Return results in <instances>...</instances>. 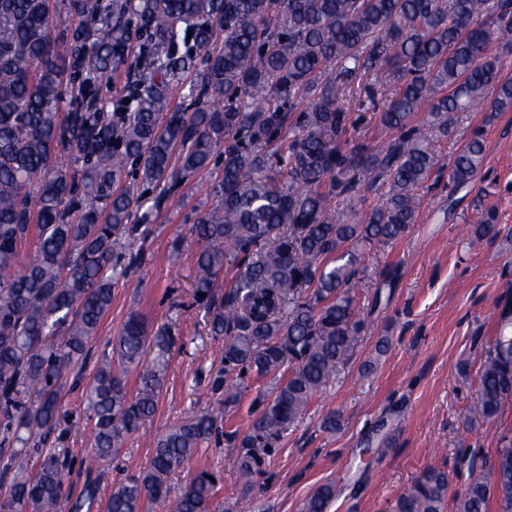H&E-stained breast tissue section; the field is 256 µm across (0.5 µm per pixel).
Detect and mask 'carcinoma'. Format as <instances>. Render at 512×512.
<instances>
[{"label": "carcinoma", "instance_id": "1", "mask_svg": "<svg viewBox=\"0 0 512 512\" xmlns=\"http://www.w3.org/2000/svg\"><path fill=\"white\" fill-rule=\"evenodd\" d=\"M65 13L71 24L57 31ZM140 22L133 33L128 19ZM142 40L129 64L128 95L109 112L91 94ZM496 45L512 52V0H0V474L9 477L0 512H91L99 499L95 464L118 456L155 412L174 337H154L137 318L99 359L86 391L92 448L78 492L66 487L74 456L56 434L62 392L82 371L91 339L127 276L126 246L148 212L207 168L224 148L211 211L198 214L173 251H195L203 276L194 296L223 341L211 390L238 399L247 378L279 377L273 395L238 441L241 485L264 473L283 433L350 360L367 327L357 302L364 251L405 238L448 137L449 115L490 101L512 110V79L500 75ZM205 51L190 113L170 111L182 78ZM396 64L394 81L365 88L392 96L380 113L392 131L372 146L347 138L350 99L361 77ZM79 98L66 103L64 75ZM297 112L288 126V114ZM485 141L475 132L457 151L448 192L470 183ZM68 157L69 165L52 162ZM133 162L151 195L114 190ZM385 190L364 208L361 188ZM346 204L336 215L331 201ZM489 209L470 245L498 236ZM35 252L18 265L20 248ZM229 242L238 272L215 291ZM155 356L143 362L148 347ZM134 372L140 386L126 388ZM512 396V309H504L479 373L470 420L488 422ZM219 420L201 414L158 436L146 470L113 484L106 512H211L221 478L199 471L178 497L165 477L218 438ZM41 458L33 471L20 459ZM512 512V446L489 481L467 484L455 512H487L490 494ZM335 484L315 488L302 512H327ZM448 473L427 468L396 512H444Z\"/></svg>", "mask_w": 512, "mask_h": 512}]
</instances>
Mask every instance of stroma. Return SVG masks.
Masks as SVG:
<instances>
[{
	"label": "stroma",
	"mask_w": 512,
	"mask_h": 512,
	"mask_svg": "<svg viewBox=\"0 0 512 512\" xmlns=\"http://www.w3.org/2000/svg\"><path fill=\"white\" fill-rule=\"evenodd\" d=\"M475 130L485 139L476 179L452 194L447 174H440L435 189L423 192L408 236L367 253L357 301L370 311L368 328L336 380L284 434L256 486L239 484L237 449L224 440L168 478L171 494L204 469L224 483L216 512H301L308 494L327 482L336 485L328 512H395L398 498L427 467L447 472L452 494L467 482L488 479L499 449L512 439V399L489 424L468 423L467 409L477 396L498 315L512 307V111L480 105L460 114L440 144L441 165ZM222 170V159H215L153 212L146 238L133 247L139 262L131 280L113 288L112 306L91 341L92 357L107 354L132 316L144 322L148 335L165 331L176 340L155 414L119 456L98 465L101 498H108L113 483L148 466L156 436L193 416L211 412L223 416L225 431L246 433L258 401L275 385L269 378L246 380L237 402L228 405L201 378L218 341L194 301L195 259L189 252L175 254L172 246L199 212L212 208L207 192ZM490 208L501 233L471 248L465 227ZM383 337L389 347L379 356L375 346ZM63 405L66 445L85 456L93 428L86 402L74 391ZM332 413L340 428L328 432L321 424Z\"/></svg>",
	"instance_id": "1"
}]
</instances>
